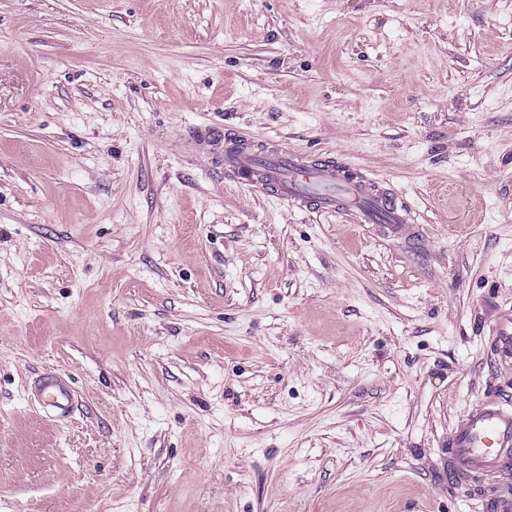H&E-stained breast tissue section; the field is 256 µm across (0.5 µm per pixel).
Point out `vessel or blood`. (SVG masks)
I'll return each instance as SVG.
<instances>
[{"mask_svg":"<svg viewBox=\"0 0 512 512\" xmlns=\"http://www.w3.org/2000/svg\"><path fill=\"white\" fill-rule=\"evenodd\" d=\"M224 143V167L241 184L271 192L297 209L342 213L355 223L393 231L417 221L400 195L369 177H351L335 160H315L275 146L256 149L230 135ZM490 351L498 362L512 364V308L499 312ZM38 390L50 406L72 409L71 395L58 377L45 375ZM448 464L463 481L512 466L511 396L491 395L468 412L448 438Z\"/></svg>","mask_w":512,"mask_h":512,"instance_id":"vessel-or-blood-1","label":"vessel or blood"}]
</instances>
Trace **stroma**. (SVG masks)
Wrapping results in <instances>:
<instances>
[{
    "label": "stroma",
    "mask_w": 512,
    "mask_h": 512,
    "mask_svg": "<svg viewBox=\"0 0 512 512\" xmlns=\"http://www.w3.org/2000/svg\"><path fill=\"white\" fill-rule=\"evenodd\" d=\"M228 132L417 221L240 185ZM511 307L512 0H0V512H493L448 434ZM45 401L52 407L61 412L70 411L74 404L68 389L62 384L61 380L52 375L47 374L36 387Z\"/></svg>",
    "instance_id": "35a3bbf8"
}]
</instances>
